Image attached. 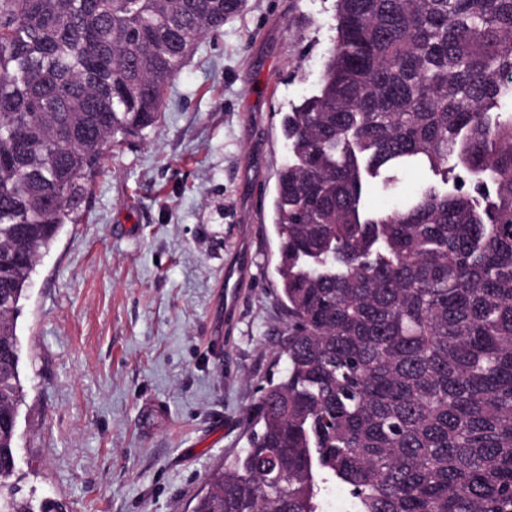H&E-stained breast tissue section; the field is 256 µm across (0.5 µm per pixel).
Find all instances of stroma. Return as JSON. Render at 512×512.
Segmentation results:
<instances>
[{"label":"stroma","instance_id":"1","mask_svg":"<svg viewBox=\"0 0 512 512\" xmlns=\"http://www.w3.org/2000/svg\"><path fill=\"white\" fill-rule=\"evenodd\" d=\"M335 15L336 0H246L188 56L158 127L107 153L78 223L40 259L18 318L16 476L33 504L184 512L245 447L261 387L286 368L279 118L315 89ZM434 179L381 172L365 204L395 207Z\"/></svg>","mask_w":512,"mask_h":512}]
</instances>
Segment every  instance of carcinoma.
Masks as SVG:
<instances>
[{"instance_id":"obj_1","label":"carcinoma","mask_w":512,"mask_h":512,"mask_svg":"<svg viewBox=\"0 0 512 512\" xmlns=\"http://www.w3.org/2000/svg\"><path fill=\"white\" fill-rule=\"evenodd\" d=\"M245 0H0V512L31 275L111 148L143 137ZM512 0H336L316 92L282 115L285 373L192 512H512ZM454 161L448 166V161ZM440 182L360 211L364 175Z\"/></svg>"}]
</instances>
